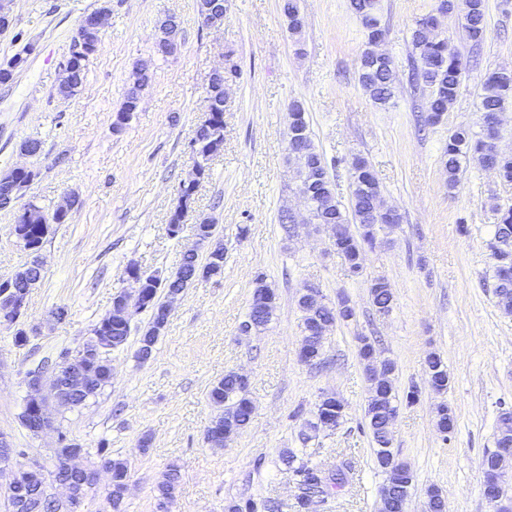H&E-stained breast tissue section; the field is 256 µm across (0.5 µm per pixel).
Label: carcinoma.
Returning a JSON list of instances; mask_svg holds the SVG:
<instances>
[{
    "label": "carcinoma",
    "instance_id": "1",
    "mask_svg": "<svg viewBox=\"0 0 512 512\" xmlns=\"http://www.w3.org/2000/svg\"><path fill=\"white\" fill-rule=\"evenodd\" d=\"M465 10L464 30L467 40L474 46L482 44L488 35L485 0H463ZM352 9L359 15L367 33V48L359 61V83L370 98L381 105L392 98L394 83V63L390 57L379 58L375 55L374 44L383 39L384 30L377 16L376 0H351ZM437 25L432 15L428 14L416 21L412 33L415 53L413 77L420 79L430 89L427 101L425 122L436 125L444 119L449 108L456 100L463 74V64L458 54L448 46V40L436 33ZM89 58L71 56L66 60L69 76L59 85L58 93L72 96L80 91L86 80ZM150 78L136 77L126 93L121 106L125 112L132 100L136 99L149 85ZM512 103V69H501L489 74L482 85L480 112L484 116L481 136L474 135L465 124L456 126L448 134V143L444 149L441 163L448 179V188H455L460 182L462 161L473 158L480 167L490 168L503 181L512 183V153L490 151V140L494 138L497 128L491 125L493 115ZM200 141L206 144L204 150H222L224 148V111L210 113L208 125L204 127ZM300 188L311 195L310 216L312 224H335L343 228L341 239L335 245L350 273L357 277L363 271L365 246L375 241L377 226L385 223L383 215L377 209L381 188L368 161L356 158L352 164V215L356 231H351L348 219L336 201L329 178L323 176L326 164L323 156L313 143H308L303 152L295 157ZM39 171H16L11 169L0 174V199L16 186L35 180ZM198 186L179 190V202L169 220V234L176 236V225H181L187 217V210L192 208ZM500 221L495 225L494 235L489 243L493 259L495 277V295L498 306L505 312H512V206L499 208ZM71 210L53 209L47 213L36 203H26L15 221L14 231L21 234L28 244L37 248L43 245L51 226L66 224ZM209 269V277L224 273V252H219L214 259L201 261L186 257L179 268L172 274L150 282L146 288L147 298L151 304L145 307L150 312L147 325L141 331L137 357L145 360V342H150V349H155L159 333V312L163 309L165 299L173 291H183L194 284L196 267ZM372 304L377 311L390 310L393 291L388 282L379 279L371 285ZM303 313V328L313 326L319 320L334 316L335 320L348 322L355 316V311H331L326 308L313 310L304 298L298 300ZM358 355L364 365L366 376L379 378L376 385L369 386V395L365 407L368 429L376 445V463L384 474L382 491H394V512H407L409 498L414 487L413 475L408 467H397L389 463L392 455V433L389 422L391 414L397 412L394 384L395 365L389 359H382L375 345L362 339ZM431 374L435 376L433 389L441 392L448 388V371L441 357L430 354ZM210 402L218 408L212 427L221 433L238 434L250 422L253 401L249 397L248 386L244 385L234 371L224 372V377L214 383L209 391ZM101 461L112 473L111 490L107 500L112 512H122L123 486L129 478L127 462L114 459L107 454L106 443L99 447ZM283 464L292 469L298 477L303 494L298 497L297 512H310L312 499L317 497L318 488L327 483L338 487L347 481L346 473L338 470L328 473L321 467L288 451L282 456ZM180 474L175 466H170L163 481L157 486L156 509H162L172 499L179 483ZM40 480L30 477L21 479L18 491L29 496L36 512H58L53 502L41 500L35 493ZM224 512H276L275 506L267 500L241 498L231 500Z\"/></svg>",
    "mask_w": 512,
    "mask_h": 512
}]
</instances>
